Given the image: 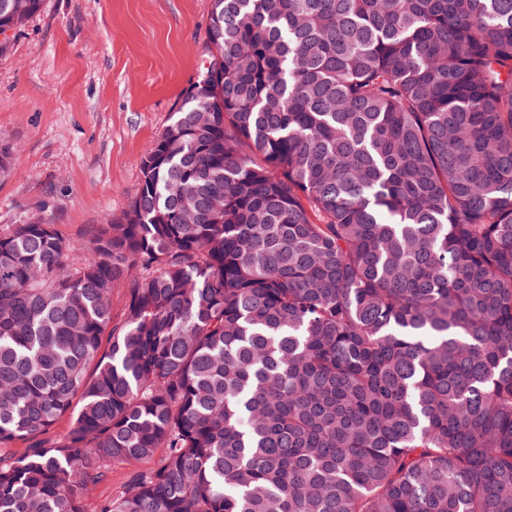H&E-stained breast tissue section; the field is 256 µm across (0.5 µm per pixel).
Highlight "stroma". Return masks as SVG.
I'll return each mask as SVG.
<instances>
[{"mask_svg":"<svg viewBox=\"0 0 512 512\" xmlns=\"http://www.w3.org/2000/svg\"><path fill=\"white\" fill-rule=\"evenodd\" d=\"M211 0H44L0 55V230L49 217L69 263L120 216L203 67Z\"/></svg>","mask_w":512,"mask_h":512,"instance_id":"obj_1","label":"stroma"}]
</instances>
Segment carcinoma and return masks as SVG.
Wrapping results in <instances>:
<instances>
[{"label": "carcinoma", "instance_id": "carcinoma-1", "mask_svg": "<svg viewBox=\"0 0 512 512\" xmlns=\"http://www.w3.org/2000/svg\"><path fill=\"white\" fill-rule=\"evenodd\" d=\"M207 53L77 265L0 232V512H512V0H213ZM129 469L122 464L112 465L110 478L89 490V496L93 499H105L117 494L127 481Z\"/></svg>", "mask_w": 512, "mask_h": 512}]
</instances>
